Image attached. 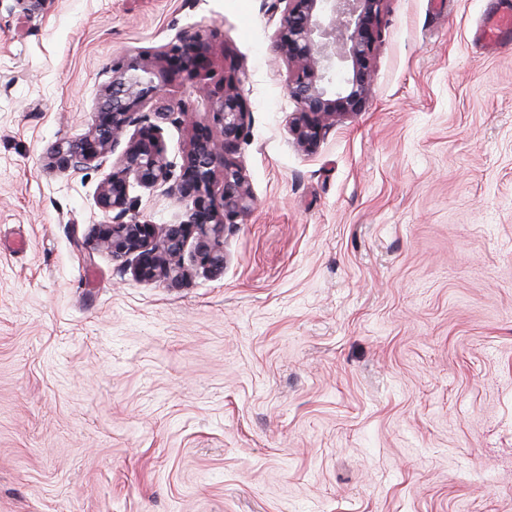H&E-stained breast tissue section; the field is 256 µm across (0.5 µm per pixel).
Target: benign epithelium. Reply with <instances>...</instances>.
<instances>
[{
  "instance_id": "7a95c632",
  "label": "benign epithelium",
  "mask_w": 512,
  "mask_h": 512,
  "mask_svg": "<svg viewBox=\"0 0 512 512\" xmlns=\"http://www.w3.org/2000/svg\"><path fill=\"white\" fill-rule=\"evenodd\" d=\"M277 2L285 7L274 50L294 67L287 90L298 104L290 131L301 150L313 153L336 121L364 107L385 0ZM210 37L209 31L198 29L154 59L113 65L90 131L76 140L60 141L49 151L60 170H78L125 144L97 198L111 219L95 225L87 245L110 253L121 270L140 281L181 286L186 279L184 250L190 241L193 262L209 271H224L226 225L237 223L252 207L251 188L235 157L250 111L233 77L224 78L212 124L195 126L181 165L174 166L165 154L162 125L177 121L184 110L164 98L163 86L171 77L206 70ZM131 126L134 132L129 135ZM132 179L146 189L165 188L185 206V220L166 226L138 220L130 197Z\"/></svg>"
}]
</instances>
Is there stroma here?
<instances>
[{"instance_id":"35a3bbf8","label":"stroma","mask_w":512,"mask_h":512,"mask_svg":"<svg viewBox=\"0 0 512 512\" xmlns=\"http://www.w3.org/2000/svg\"><path fill=\"white\" fill-rule=\"evenodd\" d=\"M274 2L0 0V512H512V45L471 40L507 0H386L365 107L312 154ZM201 28L166 158L233 68L254 204L173 288L86 245L115 156L48 150Z\"/></svg>"}]
</instances>
